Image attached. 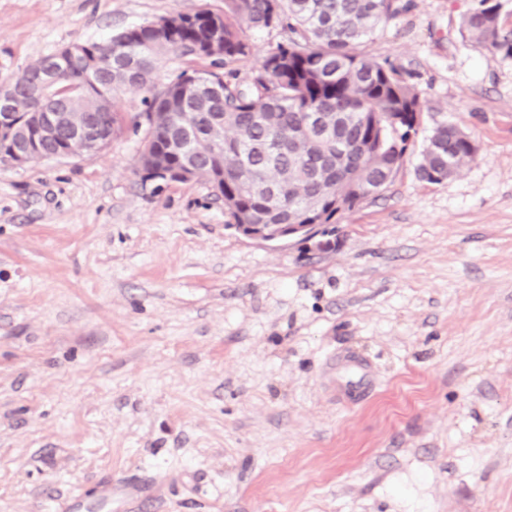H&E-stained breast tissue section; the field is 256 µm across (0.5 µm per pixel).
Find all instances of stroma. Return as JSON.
Listing matches in <instances>:
<instances>
[{
    "label": "stroma",
    "instance_id": "obj_1",
    "mask_svg": "<svg viewBox=\"0 0 512 512\" xmlns=\"http://www.w3.org/2000/svg\"><path fill=\"white\" fill-rule=\"evenodd\" d=\"M475 3L376 32L420 135L329 250L142 181L138 91L100 151L0 163V512H512V57L461 36ZM200 9L224 0H0V78ZM443 122L478 152L431 184Z\"/></svg>",
    "mask_w": 512,
    "mask_h": 512
}]
</instances>
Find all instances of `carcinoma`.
Masks as SVG:
<instances>
[{"label": "carcinoma", "mask_w": 512, "mask_h": 512, "mask_svg": "<svg viewBox=\"0 0 512 512\" xmlns=\"http://www.w3.org/2000/svg\"><path fill=\"white\" fill-rule=\"evenodd\" d=\"M500 0H478L461 30L470 40L512 57V30L500 23ZM408 10L404 0H224V12H177L112 36V45L84 42L87 55L112 50V63L95 77L145 93L149 139L168 166L195 162L196 179L224 183L227 225L288 224L317 212L331 227L332 195L353 202L381 195L419 133L423 101L405 71L366 52L378 27ZM287 23L288 39L241 81L232 65L251 54L243 27ZM166 56L208 63L182 73L159 91L153 76ZM40 62L27 67L4 95L1 112H36L59 98L71 113L119 123L114 96L91 92L81 71L35 97ZM313 112L333 125L335 138L320 139L309 126ZM224 148V170L213 146ZM477 145L451 124L435 126L417 166L418 177L440 183L472 160Z\"/></svg>", "instance_id": "carcinoma-1"}]
</instances>
